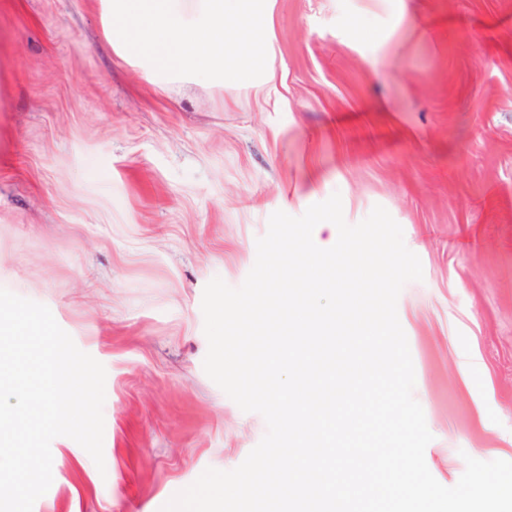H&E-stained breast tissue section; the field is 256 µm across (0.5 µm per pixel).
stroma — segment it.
Returning <instances> with one entry per match:
<instances>
[{"mask_svg": "<svg viewBox=\"0 0 512 512\" xmlns=\"http://www.w3.org/2000/svg\"><path fill=\"white\" fill-rule=\"evenodd\" d=\"M274 88L158 89L98 0H0V287L106 369L97 468L51 444L33 512H159L267 426L205 373L201 301L272 213L383 206L423 278L397 314L426 465L512 461V0H275Z\"/></svg>", "mask_w": 512, "mask_h": 512, "instance_id": "obj_1", "label": "stroma"}]
</instances>
